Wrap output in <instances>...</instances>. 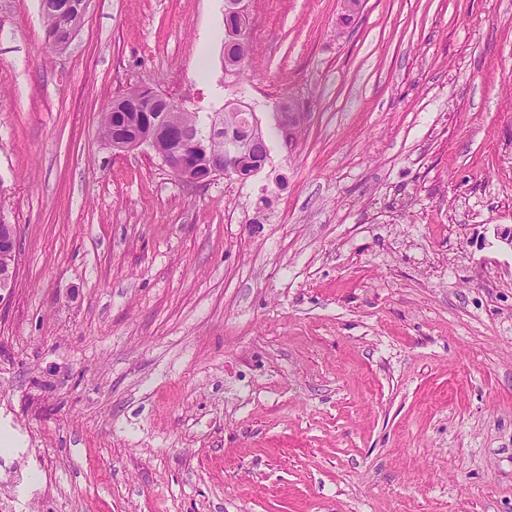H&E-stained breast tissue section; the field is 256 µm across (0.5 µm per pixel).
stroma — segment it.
Instances as JSON below:
<instances>
[{"instance_id":"35a3bbf8","label":"stroma","mask_w":512,"mask_h":512,"mask_svg":"<svg viewBox=\"0 0 512 512\" xmlns=\"http://www.w3.org/2000/svg\"><path fill=\"white\" fill-rule=\"evenodd\" d=\"M245 4L270 157L185 185L100 114L222 111L224 0H0V512H512V0ZM64 13L76 15L80 23L69 30H57L56 34H46L47 42L58 50L67 48L77 36L84 17L87 13L90 0H65ZM275 116L277 126H283L285 124H288V128L292 129L294 127L301 126L305 118V112L297 102H295L294 100H288V102L283 105L281 112H277ZM277 130L278 133H280V136L283 139V141H285L286 143H288V140L293 139L296 130L297 132H299V128L292 129L295 130L293 134H289L288 130H282L278 127ZM18 226L0 224V305L15 288L17 278L16 259L20 247Z\"/></svg>"}]
</instances>
